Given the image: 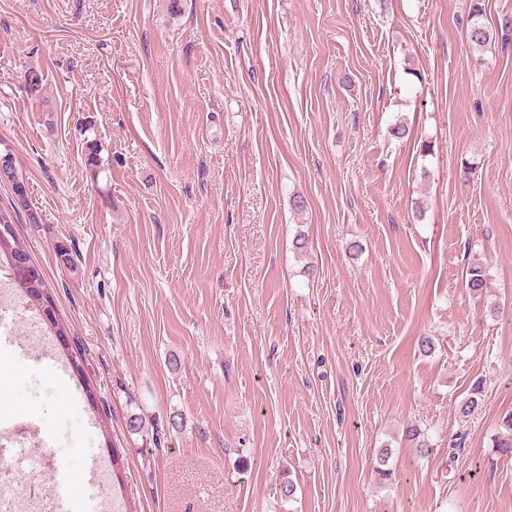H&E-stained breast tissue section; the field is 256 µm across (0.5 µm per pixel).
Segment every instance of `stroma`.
<instances>
[{"label": "stroma", "mask_w": 512, "mask_h": 512, "mask_svg": "<svg viewBox=\"0 0 512 512\" xmlns=\"http://www.w3.org/2000/svg\"><path fill=\"white\" fill-rule=\"evenodd\" d=\"M468 10L0 0V138L37 217L18 229L111 408L104 435L14 334L0 422L40 430L17 473L49 449L73 512H112L116 454L129 512H512V456L492 446L512 411V45L473 47ZM137 409L158 444L128 436Z\"/></svg>", "instance_id": "1"}]
</instances>
